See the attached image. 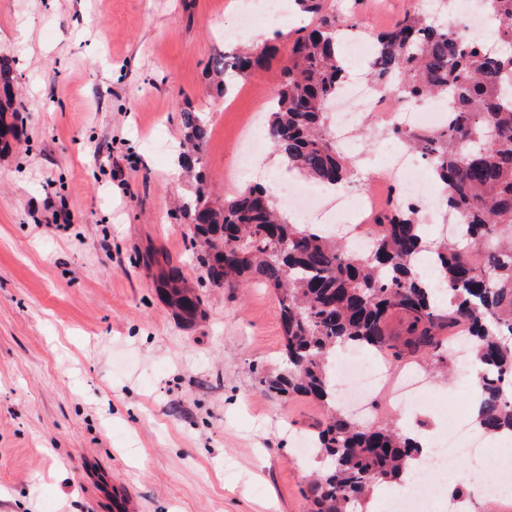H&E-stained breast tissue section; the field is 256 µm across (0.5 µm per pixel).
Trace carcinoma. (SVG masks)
I'll list each match as a JSON object with an SVG mask.
<instances>
[{
  "label": "carcinoma",
  "mask_w": 512,
  "mask_h": 512,
  "mask_svg": "<svg viewBox=\"0 0 512 512\" xmlns=\"http://www.w3.org/2000/svg\"><path fill=\"white\" fill-rule=\"evenodd\" d=\"M314 17L288 43V58L264 113L277 155L304 176L339 189L354 172L327 124V109L346 78L339 50L342 27L325 0H293ZM494 19L498 50L464 39L461 20L413 10L373 45L374 87L406 100L423 97L451 104L445 128L407 130L405 141L431 165L449 214L462 233L426 240L418 207L393 204L374 221L369 249L355 251L316 224H296L280 213L265 187L249 183L224 201L210 198L200 170L209 135L201 112L183 113L180 168L194 178V197L183 204L205 286L236 288L255 281L279 301L284 336L278 370L258 376L264 390L313 398L328 415L310 435L325 458L324 473L309 488L312 512H355L381 484L400 485L422 445L392 424L361 425L335 404L329 356L348 346L418 357L446 367L453 355L444 335L465 326L478 399L474 423L485 435L512 434V0H483ZM276 47L243 50L212 61L222 95L228 76L264 69ZM16 77L0 58V147L17 139ZM163 270L167 305L182 320L202 315L203 300L179 268ZM407 320L403 346L386 333L390 316Z\"/></svg>",
  "instance_id": "carcinoma-1"
}]
</instances>
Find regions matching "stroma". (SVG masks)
<instances>
[{"instance_id":"1","label":"stroma","mask_w":512,"mask_h":512,"mask_svg":"<svg viewBox=\"0 0 512 512\" xmlns=\"http://www.w3.org/2000/svg\"><path fill=\"white\" fill-rule=\"evenodd\" d=\"M238 0H0V57L18 81L19 140L0 153V512H309L298 436L327 409L259 388L280 365L278 303L261 285L201 288L186 324L157 288L166 255L191 285L203 270L171 212L182 114L207 112L202 162L212 199L241 128L264 111L287 42L240 80L233 105L207 66L224 30L293 33L243 21ZM366 37L431 0H327ZM465 375L434 374L403 430L443 432L433 409L469 410ZM512 469L488 442L451 476L476 494Z\"/></svg>"}]
</instances>
